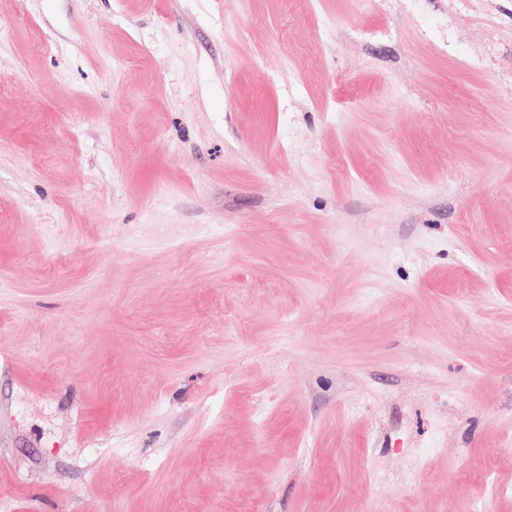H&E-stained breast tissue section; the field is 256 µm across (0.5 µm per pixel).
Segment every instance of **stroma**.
<instances>
[{
	"instance_id": "obj_1",
	"label": "stroma",
	"mask_w": 512,
	"mask_h": 512,
	"mask_svg": "<svg viewBox=\"0 0 512 512\" xmlns=\"http://www.w3.org/2000/svg\"><path fill=\"white\" fill-rule=\"evenodd\" d=\"M510 486L512 0H0V512Z\"/></svg>"
}]
</instances>
